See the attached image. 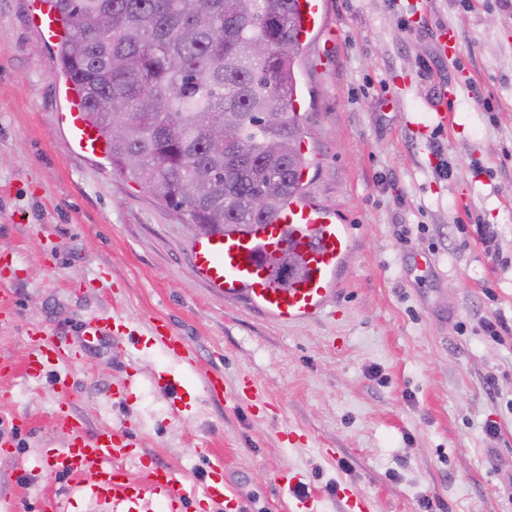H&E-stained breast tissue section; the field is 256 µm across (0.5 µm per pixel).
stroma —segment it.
I'll return each mask as SVG.
<instances>
[{
	"label": "stroma",
	"instance_id": "stroma-1",
	"mask_svg": "<svg viewBox=\"0 0 512 512\" xmlns=\"http://www.w3.org/2000/svg\"><path fill=\"white\" fill-rule=\"evenodd\" d=\"M324 10L295 68L304 193L352 225L353 252L326 314L289 324L214 293L191 271L185 216L72 146L57 49L30 0H0V417L16 436L0 451V512L65 496L44 461L72 442L67 414L89 433L129 427L131 479L145 462L198 489L222 474L233 507L186 512H293L292 477L311 512H349L355 495L372 512H512V341L483 331L512 323V4ZM442 26L460 35L457 64L438 58ZM451 82L462 90L441 127L431 105ZM94 317L112 319L110 338L84 339ZM158 321L187 359L149 341ZM37 329L64 356L31 379ZM213 372L219 401L201 385ZM245 378L252 407L233 397Z\"/></svg>",
	"mask_w": 512,
	"mask_h": 512
}]
</instances>
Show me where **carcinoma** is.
<instances>
[{
  "mask_svg": "<svg viewBox=\"0 0 512 512\" xmlns=\"http://www.w3.org/2000/svg\"><path fill=\"white\" fill-rule=\"evenodd\" d=\"M296 2L55 0L68 29L60 68L109 139L112 166L212 232L268 224L301 197ZM255 43L267 47L259 60ZM228 115L239 133L229 149ZM114 122L126 139L110 137Z\"/></svg>",
  "mask_w": 512,
  "mask_h": 512,
  "instance_id": "1",
  "label": "carcinoma"
}]
</instances>
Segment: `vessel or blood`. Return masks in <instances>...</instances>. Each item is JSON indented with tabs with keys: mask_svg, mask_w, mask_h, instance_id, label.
<instances>
[{
	"mask_svg": "<svg viewBox=\"0 0 512 512\" xmlns=\"http://www.w3.org/2000/svg\"><path fill=\"white\" fill-rule=\"evenodd\" d=\"M301 35L319 29L323 22V0H298ZM30 17L43 39L59 43L65 27L53 0H30ZM61 122L71 143L81 152L102 153L106 143L85 115L78 95H71L61 114ZM353 249L351 225L307 199H294L285 205L274 223L251 224L244 230L223 234H203L191 246L192 272L215 292L228 299H242L265 316L280 322H299L321 315L329 299L339 290V275ZM285 250L298 253L302 265L288 287H280L268 273L269 259ZM156 344L169 355L182 356L186 347L167 327L150 329ZM55 343L34 347L26 367L33 378L41 377L52 361L61 359ZM75 433L66 452L46 459L50 472L88 478L91 497L115 506L132 508L144 495L164 502L166 512H184L189 501L231 500L229 488L212 479L196 491L178 481L165 468L145 469L141 482L130 480L118 459L128 457V428H104L85 434L81 421L70 420Z\"/></svg>",
	"mask_w": 512,
	"mask_h": 512,
	"instance_id": "b4317fda",
	"label": "vessel or blood"
}]
</instances>
